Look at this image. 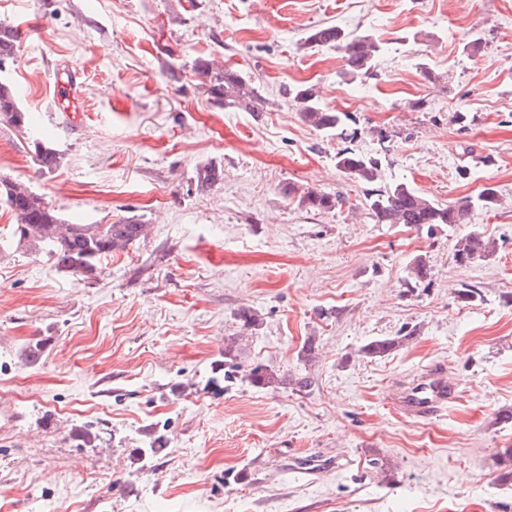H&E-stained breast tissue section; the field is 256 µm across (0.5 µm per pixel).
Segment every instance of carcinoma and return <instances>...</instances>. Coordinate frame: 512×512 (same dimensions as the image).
<instances>
[{"instance_id": "cac0c4a2", "label": "carcinoma", "mask_w": 512, "mask_h": 512, "mask_svg": "<svg viewBox=\"0 0 512 512\" xmlns=\"http://www.w3.org/2000/svg\"><path fill=\"white\" fill-rule=\"evenodd\" d=\"M19 35L8 24H0V64L14 57ZM312 46H333L342 53L345 71L352 74H367L375 65L381 46L368 34L347 32L336 26H322L312 30L306 38ZM193 69L201 78L202 93L214 103L226 109L245 112L264 111L265 97L262 90L250 78L239 71L226 68L213 72L207 59L197 58ZM289 98L298 106L304 123L317 131L330 135L338 131L351 118L347 112L330 109L319 102L313 87L299 86L288 89ZM7 114L16 123L29 126L26 113L19 107L12 86L0 81V115ZM33 161L38 170L49 174L56 170L63 159L51 145L33 142ZM336 167L347 176L370 185L366 195L369 218L375 224H408L427 228L430 233L456 224H469L475 209H493L498 202L496 191L483 189L476 199L462 198L451 204H441L426 198L405 183L380 185L381 164L374 157L343 148L336 152ZM224 170L212 163L196 167L197 189L206 191L223 180ZM0 178V201L15 215L10 237L19 242L26 238L27 247L45 250L56 259L59 268L81 275H94L101 257L122 250L144 235L146 224L135 216L125 217L111 224H71V232L63 233L60 226L66 223L59 212L44 205L29 192V188ZM281 193L297 205L316 211H332L342 204V199L309 185L288 183ZM455 258L461 263H472L493 256L497 251L496 242L472 230L458 238L455 244ZM430 276L426 258L418 256L409 268L405 284L416 288ZM406 337L377 339L365 346V353L382 357L403 345ZM244 377L254 386H270L278 382L277 374L256 365L245 371Z\"/></svg>"}]
</instances>
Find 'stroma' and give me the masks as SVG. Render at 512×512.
Masks as SVG:
<instances>
[{"mask_svg": "<svg viewBox=\"0 0 512 512\" xmlns=\"http://www.w3.org/2000/svg\"><path fill=\"white\" fill-rule=\"evenodd\" d=\"M0 22L19 33L0 80L63 155L40 174L0 121V177L71 223L148 226L89 278L0 245V512H512V421H495L512 411V0H0ZM321 25L373 35V71L345 75L336 48L308 46ZM198 57L260 85L263 112L207 100ZM74 76L79 99L59 102ZM298 85L353 114L344 137L301 120ZM345 147L379 158L384 184L499 202L435 236L373 223L366 185L336 166ZM206 162L224 179L200 191ZM288 182L344 204L307 211ZM472 229L498 249L462 265ZM420 255L430 281L406 287ZM243 307L262 324L243 329ZM384 336L405 342L368 356ZM232 337L243 368L280 384L224 378ZM435 363L457 400L399 413L391 389ZM150 429L167 442L153 457Z\"/></svg>", "mask_w": 512, "mask_h": 512, "instance_id": "1", "label": "stroma"}]
</instances>
